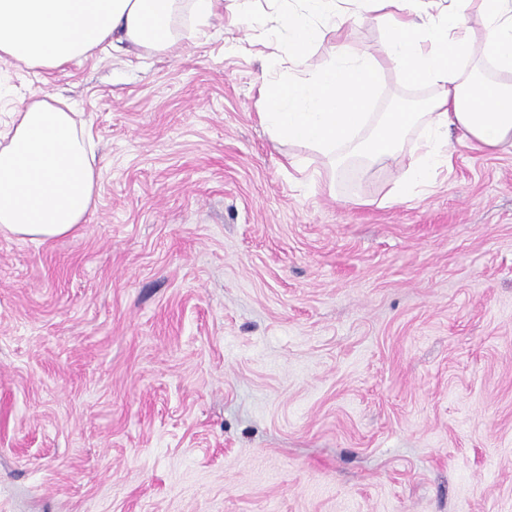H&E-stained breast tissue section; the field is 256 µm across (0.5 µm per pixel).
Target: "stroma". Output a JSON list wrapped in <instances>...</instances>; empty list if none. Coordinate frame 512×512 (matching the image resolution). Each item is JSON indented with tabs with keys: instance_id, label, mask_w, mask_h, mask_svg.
Segmentation results:
<instances>
[{
	"instance_id": "stroma-1",
	"label": "stroma",
	"mask_w": 512,
	"mask_h": 512,
	"mask_svg": "<svg viewBox=\"0 0 512 512\" xmlns=\"http://www.w3.org/2000/svg\"><path fill=\"white\" fill-rule=\"evenodd\" d=\"M278 8L0 59V129L66 97L101 170L75 234L0 235V512H512V152L394 202L417 131L335 174L274 140ZM433 93L387 68L372 111Z\"/></svg>"
}]
</instances>
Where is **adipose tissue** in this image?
Returning a JSON list of instances; mask_svg holds the SVG:
<instances>
[{"label":"adipose tissue","mask_w":512,"mask_h":512,"mask_svg":"<svg viewBox=\"0 0 512 512\" xmlns=\"http://www.w3.org/2000/svg\"><path fill=\"white\" fill-rule=\"evenodd\" d=\"M219 0H0V59L61 68L102 44L163 52L178 40L183 16L202 21ZM283 16L296 72L268 87L262 124L273 138L323 154L342 166L393 161L407 132L419 128L417 156L397 182L395 201L432 185L451 165L449 133L468 148L512 149V84L469 83L484 65L512 73V0H448L432 14L425 0H299ZM369 19L386 29L377 54L340 41L322 62L310 46L318 21ZM485 39L471 38L472 18ZM425 82L436 94L425 112H388L369 126L373 88L384 67ZM99 172L76 112L64 98H35L17 110L0 146V233L47 240L74 233L85 220Z\"/></svg>","instance_id":"obj_1"}]
</instances>
